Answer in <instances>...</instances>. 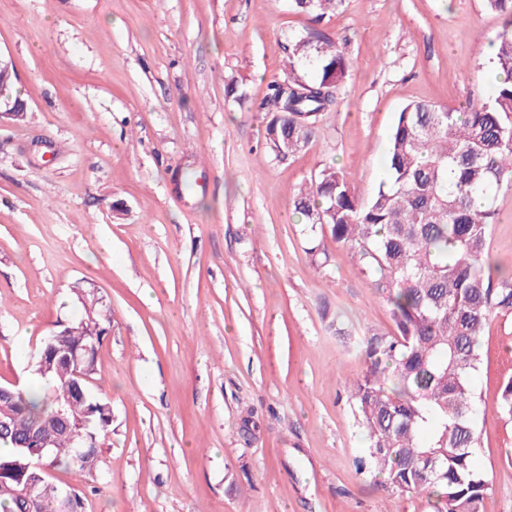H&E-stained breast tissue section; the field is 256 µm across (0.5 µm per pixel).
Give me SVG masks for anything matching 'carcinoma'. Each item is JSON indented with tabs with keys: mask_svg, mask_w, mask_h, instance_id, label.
<instances>
[{
	"mask_svg": "<svg viewBox=\"0 0 512 512\" xmlns=\"http://www.w3.org/2000/svg\"><path fill=\"white\" fill-rule=\"evenodd\" d=\"M298 13L322 19L342 0H292ZM503 19L490 64L497 80L481 103L455 108L410 103L398 112L385 154V177L360 199L344 173L322 169L294 197L311 262L328 265L317 231L351 251L373 290L390 307L391 333L370 330L358 344L366 364L349 386L356 423L368 448L358 466L387 476L401 493L427 494L433 512H483L491 490L477 465L480 415L473 378L480 338L492 317H512V269L504 273L488 247L496 198L512 186V0H484ZM350 68L335 41L313 29L291 39L288 72L268 86L266 145L282 162L307 148L324 112L335 105ZM111 311L96 307L56 330L58 346L99 341ZM36 379L14 387L9 401L13 438L38 430L52 442L57 467L80 471L75 441L97 438L112 423L110 403L91 394L59 356L37 358ZM65 407L78 424L66 432L56 417ZM512 421V378L495 406ZM20 452L0 456L8 485L33 482L46 512L62 487L22 470Z\"/></svg>",
	"mask_w": 512,
	"mask_h": 512,
	"instance_id": "obj_1",
	"label": "carcinoma"
}]
</instances>
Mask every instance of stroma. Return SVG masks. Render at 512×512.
<instances>
[{"instance_id": "obj_1", "label": "stroma", "mask_w": 512, "mask_h": 512, "mask_svg": "<svg viewBox=\"0 0 512 512\" xmlns=\"http://www.w3.org/2000/svg\"><path fill=\"white\" fill-rule=\"evenodd\" d=\"M502 27L483 0H344L321 23L290 0H0L23 120L0 125V383L82 313L112 312L96 394L112 407L95 474L58 470L83 512H432L359 471L352 347L391 331L348 249L326 269L293 208L321 169L369 198L402 106L483 102ZM319 29L351 62L336 108L288 161L258 109L291 36ZM53 158L44 161V148ZM490 250L512 265V187ZM483 512H512V319L480 339Z\"/></svg>"}]
</instances>
